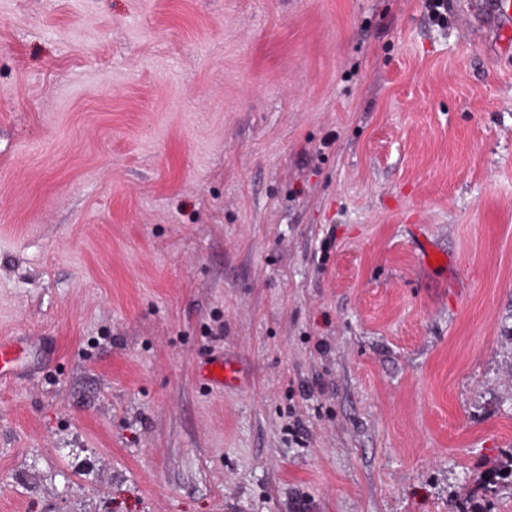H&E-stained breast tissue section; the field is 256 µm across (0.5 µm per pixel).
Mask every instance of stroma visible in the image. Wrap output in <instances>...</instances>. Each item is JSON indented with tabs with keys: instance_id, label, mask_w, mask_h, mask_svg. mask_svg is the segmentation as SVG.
<instances>
[{
	"instance_id": "35a3bbf8",
	"label": "stroma",
	"mask_w": 512,
	"mask_h": 512,
	"mask_svg": "<svg viewBox=\"0 0 512 512\" xmlns=\"http://www.w3.org/2000/svg\"><path fill=\"white\" fill-rule=\"evenodd\" d=\"M493 8L0 0V512H512ZM40 339L37 336H25L19 340L0 341V381H7L18 377L22 365L19 364V352L26 348H34ZM200 375L206 384L219 388L238 386L243 380L237 363L224 356L206 361L200 369Z\"/></svg>"
}]
</instances>
